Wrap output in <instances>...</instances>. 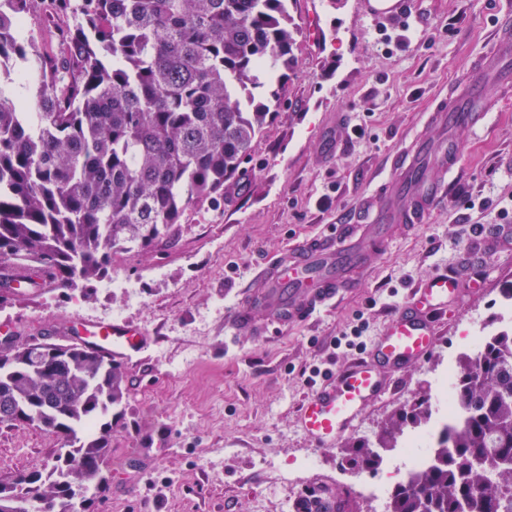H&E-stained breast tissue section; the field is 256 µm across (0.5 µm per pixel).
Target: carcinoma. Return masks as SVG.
<instances>
[{
  "label": "carcinoma",
  "mask_w": 512,
  "mask_h": 512,
  "mask_svg": "<svg viewBox=\"0 0 512 512\" xmlns=\"http://www.w3.org/2000/svg\"><path fill=\"white\" fill-rule=\"evenodd\" d=\"M45 0H0V73L36 81V117L0 86V285L15 266L48 268L56 287L93 288L119 251L170 238L188 207L224 204V182L251 156L281 105L299 27L288 0H50L72 24L48 50L20 30ZM0 354V406L67 447L45 473L0 481V512H55L66 496L109 484L112 408L122 366L56 342ZM453 397L467 411L433 465L389 495L383 512H512V330L460 364ZM401 409L376 439L347 446L356 473L428 420ZM298 512H336L313 493Z\"/></svg>",
  "instance_id": "obj_1"
}]
</instances>
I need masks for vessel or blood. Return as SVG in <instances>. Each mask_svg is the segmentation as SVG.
Instances as JSON below:
<instances>
[{"label":"vessel or blood","mask_w":512,"mask_h":512,"mask_svg":"<svg viewBox=\"0 0 512 512\" xmlns=\"http://www.w3.org/2000/svg\"><path fill=\"white\" fill-rule=\"evenodd\" d=\"M483 112L459 111L456 101H440L427 120L437 127L475 126ZM436 162L441 182L429 179L426 164ZM457 155L447 143L413 140L391 158L386 192L360 196L357 223L327 225L316 235L297 241L263 266L254 276L242 302L229 314L230 335L262 338L287 331L313 314L334 306L344 291L358 287L394 226L424 223L443 199L453 180ZM478 250H469L462 267L436 274L413 292L391 317L369 351L339 369L303 400L302 430L319 448H330L353 428L362 412L392 390L409 366L431 353L439 320L447 318L460 298L474 267ZM49 270L19 266L12 286L19 293L53 287ZM266 321H258V313ZM77 341L105 357L121 360L143 349L146 333L123 322L82 321Z\"/></svg>","instance_id":"1"}]
</instances>
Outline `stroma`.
Masks as SVG:
<instances>
[{"mask_svg": "<svg viewBox=\"0 0 512 512\" xmlns=\"http://www.w3.org/2000/svg\"><path fill=\"white\" fill-rule=\"evenodd\" d=\"M363 0H288L300 29L287 101L255 139L224 204H194L173 237L112 257L109 280L90 294L51 288L0 307V332L48 340L65 320H122L149 338L123 360L127 395L112 412L110 481L93 512H296L318 482L337 497L350 486L342 446L318 448L303 434V398L362 348L334 341L362 328L371 346L422 279L454 268L491 224L512 225V61L484 80L488 123L451 131L459 163L441 202L414 232L391 235L360 288L283 334L230 337L226 318L260 262L335 223L386 176L392 155L414 138L440 140L425 114L451 95L487 50L512 0H410L412 16L369 17ZM512 256L490 249L454 315L439 327L423 364L368 407L347 442L374 437L395 410L432 401L437 374L466 350L472 325L498 327ZM53 433L0 423V479L51 467ZM315 462L304 487L276 470ZM143 494L131 496L127 484Z\"/></svg>", "mask_w": 512, "mask_h": 512, "instance_id": "stroma-1", "label": "stroma"}]
</instances>
